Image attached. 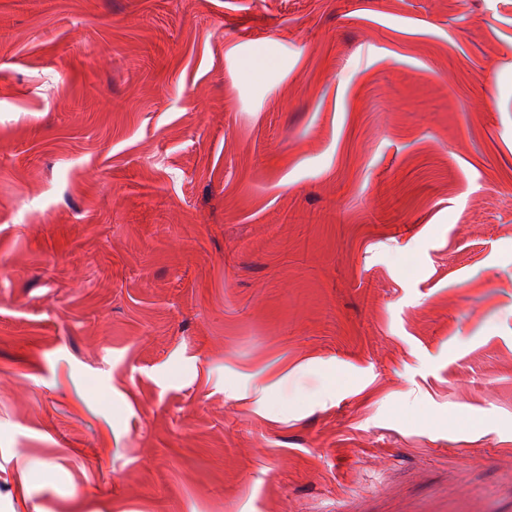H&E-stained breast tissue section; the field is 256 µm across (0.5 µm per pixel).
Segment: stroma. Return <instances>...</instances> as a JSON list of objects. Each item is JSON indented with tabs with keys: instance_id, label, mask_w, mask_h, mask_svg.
Wrapping results in <instances>:
<instances>
[{
	"instance_id": "obj_1",
	"label": "stroma",
	"mask_w": 512,
	"mask_h": 512,
	"mask_svg": "<svg viewBox=\"0 0 512 512\" xmlns=\"http://www.w3.org/2000/svg\"><path fill=\"white\" fill-rule=\"evenodd\" d=\"M0 512H512V0H0ZM274 64V55L271 53L249 55L239 61L238 76L239 79L247 84L261 86L265 83L268 71Z\"/></svg>"
}]
</instances>
